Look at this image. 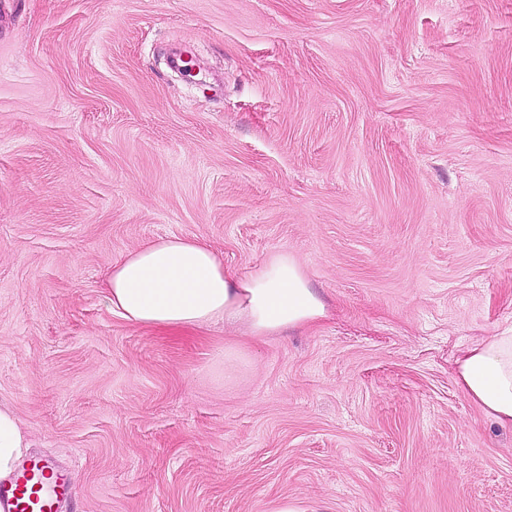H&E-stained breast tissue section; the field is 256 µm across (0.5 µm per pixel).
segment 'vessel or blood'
Here are the masks:
<instances>
[{
	"instance_id": "1",
	"label": "vessel or blood",
	"mask_w": 512,
	"mask_h": 512,
	"mask_svg": "<svg viewBox=\"0 0 512 512\" xmlns=\"http://www.w3.org/2000/svg\"><path fill=\"white\" fill-rule=\"evenodd\" d=\"M71 489L50 462L34 460L0 482V512H60Z\"/></svg>"
}]
</instances>
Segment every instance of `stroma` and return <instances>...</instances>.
I'll list each match as a JSON object with an SVG mask.
<instances>
[{
  "instance_id": "35a3bbf8",
  "label": "stroma",
  "mask_w": 512,
  "mask_h": 512,
  "mask_svg": "<svg viewBox=\"0 0 512 512\" xmlns=\"http://www.w3.org/2000/svg\"><path fill=\"white\" fill-rule=\"evenodd\" d=\"M169 236L328 317L129 323L106 277ZM510 326L512 0H0V406L62 512H512L454 382Z\"/></svg>"
}]
</instances>
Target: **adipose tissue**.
Segmentation results:
<instances>
[{
	"label": "adipose tissue",
	"mask_w": 512,
	"mask_h": 512,
	"mask_svg": "<svg viewBox=\"0 0 512 512\" xmlns=\"http://www.w3.org/2000/svg\"><path fill=\"white\" fill-rule=\"evenodd\" d=\"M106 291L113 313L148 327L198 328L221 320L263 338L328 315L292 255L274 254L255 271L238 274L205 243L182 237L128 252L113 264ZM455 381L493 423L512 428V328L463 349ZM28 448L14 412L0 407V480L12 475Z\"/></svg>",
	"instance_id": "obj_1"
}]
</instances>
